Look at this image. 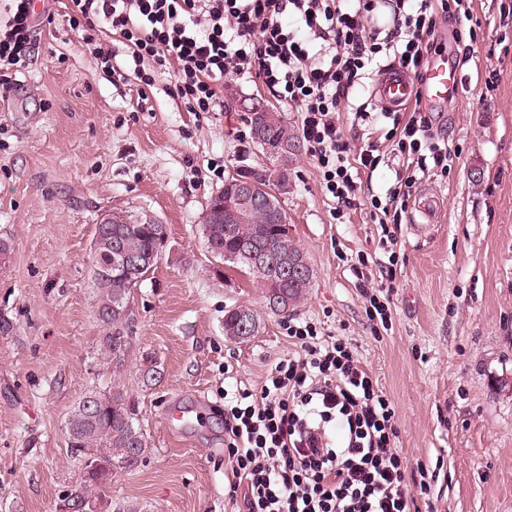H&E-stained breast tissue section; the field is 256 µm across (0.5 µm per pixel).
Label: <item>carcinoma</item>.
Returning a JSON list of instances; mask_svg holds the SVG:
<instances>
[{
	"instance_id": "obj_1",
	"label": "carcinoma",
	"mask_w": 512,
	"mask_h": 512,
	"mask_svg": "<svg viewBox=\"0 0 512 512\" xmlns=\"http://www.w3.org/2000/svg\"><path fill=\"white\" fill-rule=\"evenodd\" d=\"M251 141L275 168L276 176L269 175L261 166H242L239 176H247L276 203L279 196L288 194L293 156L298 149L288 125L280 121L261 123L259 135H250ZM235 184L226 180L224 189L210 200L202 216L200 232L208 252L221 262H229L248 274L271 308L286 313L307 294L312 273L301 249L290 235L288 222H268L262 216L251 215L239 224H210V215L220 206L229 210L235 205ZM119 223L110 225L112 232L96 229L93 242L91 279L96 290L98 320L105 334L99 340L96 360L118 370L123 365L133 335L136 318L133 291L150 271L151 266L138 267L135 261L151 256L166 237L163 224H124V216L114 215ZM117 241L130 263L110 270L102 264L111 260L112 242ZM256 249H272L281 259L299 262L305 268L303 276L288 279L280 268L258 265L242 253V244ZM247 321L254 326V311L238 305L224 311V335L243 338L248 333L239 330V323ZM108 403L95 410L76 405L66 422L68 448L80 458L81 482L64 497V512H83V504L97 503L103 487L112 482L120 471L134 469L147 448L145 435L127 402L120 384L112 385L105 395Z\"/></svg>"
}]
</instances>
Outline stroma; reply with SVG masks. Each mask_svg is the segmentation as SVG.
I'll return each mask as SVG.
<instances>
[{
	"mask_svg": "<svg viewBox=\"0 0 512 512\" xmlns=\"http://www.w3.org/2000/svg\"><path fill=\"white\" fill-rule=\"evenodd\" d=\"M35 25L23 85L0 90V512H60L79 483L66 420L87 391L112 386L96 364L103 328L90 280L105 215L167 228L134 290L135 332L120 379L148 450L102 494L104 512H237L224 496V391L260 388L296 348L287 318L346 336L393 402L394 446L409 467L440 465L419 512H512V0H472L478 50L465 89L435 113L457 157L416 195L440 201L434 224L397 225L390 330L378 333L356 286L358 255L387 257L366 205L330 216L317 169L298 150L282 204L313 273L290 316L273 313L248 276L215 260L200 234L226 176L256 161L246 114L191 112L161 76L138 106L134 79L106 77L71 30L61 0ZM496 72L494 89L485 86ZM255 310L252 336L224 334V312Z\"/></svg>",
	"mask_w": 512,
	"mask_h": 512,
	"instance_id": "obj_1",
	"label": "stroma"
}]
</instances>
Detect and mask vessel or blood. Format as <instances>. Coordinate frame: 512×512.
Masks as SVG:
<instances>
[{
  "mask_svg": "<svg viewBox=\"0 0 512 512\" xmlns=\"http://www.w3.org/2000/svg\"><path fill=\"white\" fill-rule=\"evenodd\" d=\"M462 83L461 68L451 52L432 55L419 76L399 69H389L375 87L374 97L389 112L404 108L412 100H420L428 109L447 105L449 97L458 95Z\"/></svg>",
  "mask_w": 512,
  "mask_h": 512,
  "instance_id": "1",
  "label": "vessel or blood"
}]
</instances>
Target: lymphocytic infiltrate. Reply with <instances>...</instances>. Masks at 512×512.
I'll use <instances>...</instances> for the list:
<instances>
[{"instance_id": "1", "label": "lymphocytic infiltrate", "mask_w": 512, "mask_h": 512, "mask_svg": "<svg viewBox=\"0 0 512 512\" xmlns=\"http://www.w3.org/2000/svg\"><path fill=\"white\" fill-rule=\"evenodd\" d=\"M71 28L86 40L116 35L127 47L128 72L142 89L171 73L173 94L192 112H220L224 81L259 79L273 97L300 114V137L334 206L333 219L359 203V175L375 171L378 142L345 138L339 113L382 61L419 74L437 45L440 18L454 20L459 63L479 41L469 0H68ZM293 17L294 26L284 24ZM34 0H11L0 20V87L17 84L29 67L36 20ZM385 134L408 162L371 208L386 224L402 223L418 174L448 175L452 153L436 139L432 113L414 106L387 115ZM393 236L379 239L389 254L380 280L358 273L370 321L388 323L380 292H392ZM299 352L281 360L260 389L224 393V493L243 512H411L436 474L419 468L415 483L391 446L396 432L391 400L375 385L351 340L320 339L315 326L289 320Z\"/></svg>"}]
</instances>
